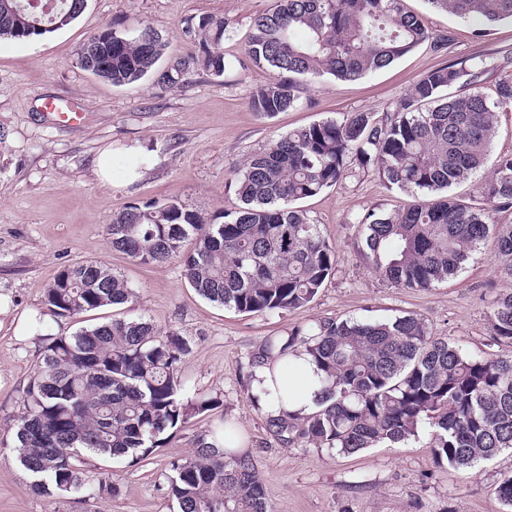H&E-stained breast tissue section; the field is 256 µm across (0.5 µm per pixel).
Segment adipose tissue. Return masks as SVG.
Segmentation results:
<instances>
[{
	"instance_id": "adipose-tissue-1",
	"label": "adipose tissue",
	"mask_w": 512,
	"mask_h": 512,
	"mask_svg": "<svg viewBox=\"0 0 512 512\" xmlns=\"http://www.w3.org/2000/svg\"><path fill=\"white\" fill-rule=\"evenodd\" d=\"M313 375L312 367H305L303 371L286 375L273 374L268 366H260L254 369L251 380V388L254 394L260 398V405L265 412L279 414L280 411H290L302 415L315 410V388L310 379ZM289 383L296 392L294 400L283 402L275 388L276 383Z\"/></svg>"
}]
</instances>
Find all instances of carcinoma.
<instances>
[{"mask_svg": "<svg viewBox=\"0 0 512 512\" xmlns=\"http://www.w3.org/2000/svg\"><path fill=\"white\" fill-rule=\"evenodd\" d=\"M0 5V39H29L78 17L81 0H29ZM438 11L487 27L512 21V0H428ZM223 19L204 16L187 34L196 52L159 74L171 85L196 67L225 70ZM112 49L80 66L116 86L141 81L165 49L149 25L117 28ZM442 43L404 0H277L253 19L245 51L272 73L250 99L254 112L273 118L297 105L299 82L355 80L385 68L426 42ZM509 59L475 57L449 63L418 79L394 108L379 117L351 112L295 128L250 155L236 173L240 205L205 217L175 201L150 200L117 213L107 228L113 250L142 264L178 261L204 299L240 313L277 312L310 303L336 267V252L319 225L295 202L341 182L352 165L372 171L389 189L437 192L490 167L479 187L482 205L463 198L422 199L390 212L371 210L356 254L391 284L425 289L456 275L471 253L492 240L501 274L512 278V224L495 215L512 209V153L491 157L496 113L512 110ZM500 71L492 93L481 76ZM457 88L454 93L445 90ZM48 312L72 318L127 303L133 291L108 265L66 266L45 286ZM492 336L512 346V293L497 296ZM187 338L160 333L142 319H114L49 338L23 397L14 447L48 496H114L106 477L82 478L91 455L110 459L152 455L165 434L215 406L192 398L179 375L191 353ZM307 356L321 385L318 409L308 416L267 417L288 446L328 448L352 455L394 445L429 426L433 459L456 469L512 450V350L489 358L469 355L431 334L425 321L405 314L385 321L324 320L269 337L251 355L248 375L288 358ZM225 418L193 457L170 463L168 495L180 512H268L254 459L235 446Z\"/></svg>", "mask_w": 512, "mask_h": 512, "instance_id": "carcinoma-1", "label": "carcinoma"}]
</instances>
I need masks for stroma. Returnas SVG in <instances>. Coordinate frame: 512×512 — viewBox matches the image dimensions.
Listing matches in <instances>:
<instances>
[{
    "label": "stroma",
    "instance_id": "stroma-1",
    "mask_svg": "<svg viewBox=\"0 0 512 512\" xmlns=\"http://www.w3.org/2000/svg\"><path fill=\"white\" fill-rule=\"evenodd\" d=\"M276 0H87L69 26L38 39H0V440H12L47 335L71 334L115 318L150 321L161 332L191 342L180 375L192 397L211 398L212 410L191 417L144 461L93 455L84 476L97 482L108 473L116 496L99 500L47 497L30 487L28 473L12 453L0 455V512H178L166 494L173 461L192 457L198 440L220 418L236 425L241 451L250 453L264 484L269 512H511L496 487L512 475L504 451L466 469L438 467L432 437L379 445L354 455L324 448L281 445L266 415L249 398V356L270 336L324 319L383 321L414 313L432 333L464 352H496L488 315L496 296L512 292L492 245L485 244L458 275L426 290L397 288L369 269L354 252L358 219L369 210L392 211L418 201V194L387 189L370 172L355 171L341 183L303 199L299 206L319 224L336 250V270L312 302L285 312L239 313L209 302L186 280L178 262L156 266L112 250L107 227L127 205L148 199L176 200L213 215L239 205L235 173L253 153L288 131L351 112L391 109L425 72L473 56L512 57V21L494 25L490 36L475 23L404 0L448 44H423L387 68L340 81L302 84L298 104L265 119L248 101L270 77L245 54L253 16ZM229 24L226 69L193 71L174 86L155 77L115 86L78 63L88 37L113 24L132 31L148 23L167 49L157 63L165 70L194 52L189 26L203 16ZM85 114L76 125L56 124L45 114L49 101ZM112 149V181L101 183L95 163ZM138 176L128 179L129 169ZM102 261L133 290L128 303L73 318L51 316L45 284L64 266Z\"/></svg>",
    "mask_w": 512,
    "mask_h": 512
}]
</instances>
